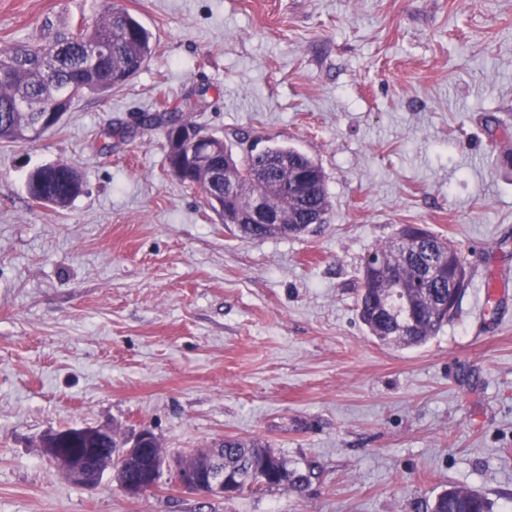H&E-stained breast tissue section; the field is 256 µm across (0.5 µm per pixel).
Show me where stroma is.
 <instances>
[{"label":"stroma","mask_w":512,"mask_h":512,"mask_svg":"<svg viewBox=\"0 0 512 512\" xmlns=\"http://www.w3.org/2000/svg\"><path fill=\"white\" fill-rule=\"evenodd\" d=\"M156 51L56 129L0 143V512H416L467 487L512 506V0H117ZM108 0H0V43L94 22ZM198 95L231 147L283 143L322 168L330 221L245 239L170 175L136 124ZM123 134H116V127ZM66 162L84 191L33 203ZM406 224L462 254L468 286L417 348L356 312L358 269ZM141 427L171 459L268 441L303 490L207 499L162 474L85 489L41 441ZM84 182L77 168L57 162L33 169L27 179V193L39 205L65 208L82 194Z\"/></svg>","instance_id":"1"}]
</instances>
